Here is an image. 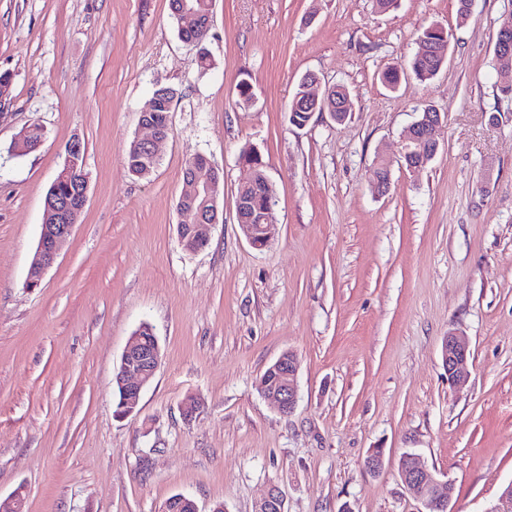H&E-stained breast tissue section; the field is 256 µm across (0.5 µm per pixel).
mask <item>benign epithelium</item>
<instances>
[{
    "mask_svg": "<svg viewBox=\"0 0 512 512\" xmlns=\"http://www.w3.org/2000/svg\"><path fill=\"white\" fill-rule=\"evenodd\" d=\"M495 55L501 59L512 56L511 19L506 20L497 33ZM308 104L321 112H329L333 118L336 117L335 107L328 100L320 97V84L317 81L313 82L311 86ZM148 111L149 108L146 107L140 112L139 123L141 127L150 131V135L135 139L134 147L139 151H147L156 156L158 155L157 145L164 139V136L159 133L149 118ZM441 123V113L425 112L418 121L408 127L404 137L403 156L408 159L409 169L422 167L421 162L410 160V157L421 152L418 129H426L430 144L429 153L435 155L438 150L435 132ZM81 153L82 143L80 139L75 138L71 141L65 156L64 174L74 178V181L81 185L80 195L73 202L56 203L46 208L37 254L33 266L29 268L26 281V286L29 288H35L40 284L45 271L55 262L62 246L71 235L78 216L86 205L87 178L85 174L77 172V157L81 156ZM182 196H202L206 199V208L201 215L202 223L177 225L181 245L188 247L190 252H197L206 247L212 226L219 223V215L222 214L220 211V188L216 183L195 179L185 182ZM236 214L242 232L251 244L254 243L257 231L262 229L269 232L274 229V225L269 223V212L267 211L260 216L247 217L242 203L239 202ZM470 353L471 345L468 337L451 332L444 338L441 355L443 367L448 371V381L455 385L464 384L462 369ZM160 362L159 345L155 344L150 347L138 335L134 336L131 343L125 348L115 372V380L122 390L121 406L124 409V415L129 416L135 411L143 389L154 377ZM298 371V357L290 351L288 355L278 358L269 369L275 382H261L262 392L271 398L279 411L285 415L295 409L298 401ZM399 474L408 490L424 503L426 512H448L451 492L448 491L444 494L436 492L428 478L426 469L416 456L403 455ZM255 512H286L281 492L274 487L270 488L257 503Z\"/></svg>",
    "mask_w": 512,
    "mask_h": 512,
    "instance_id": "7a95c632",
    "label": "benign epithelium"
}]
</instances>
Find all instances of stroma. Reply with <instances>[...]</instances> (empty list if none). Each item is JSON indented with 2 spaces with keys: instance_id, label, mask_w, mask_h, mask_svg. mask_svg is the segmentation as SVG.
I'll return each instance as SVG.
<instances>
[{
  "instance_id": "1",
  "label": "stroma",
  "mask_w": 512,
  "mask_h": 512,
  "mask_svg": "<svg viewBox=\"0 0 512 512\" xmlns=\"http://www.w3.org/2000/svg\"><path fill=\"white\" fill-rule=\"evenodd\" d=\"M456 10L214 0L199 48L179 38L169 0H0V73L12 77L0 100L1 497L21 492L26 512H162L181 494L200 512H254L275 486L287 512H423L398 472L412 451L452 483L450 512H489L512 482V98L494 57L512 0H475L463 24ZM433 21L451 35L447 66L386 91L381 73L419 54ZM309 72L347 87L349 119L289 123ZM160 87L179 101L158 167L140 178L125 154ZM424 103L443 117L439 148L411 170L403 134ZM34 123L40 147L17 154ZM74 138L88 201L30 288L45 198ZM248 145L274 189L276 232L260 248L235 212ZM199 154L224 171L223 221L191 253L177 202ZM144 322L162 361L120 418L115 368ZM452 331L471 343L460 389L441 361ZM288 350L299 400L284 415L258 382Z\"/></svg>"
}]
</instances>
